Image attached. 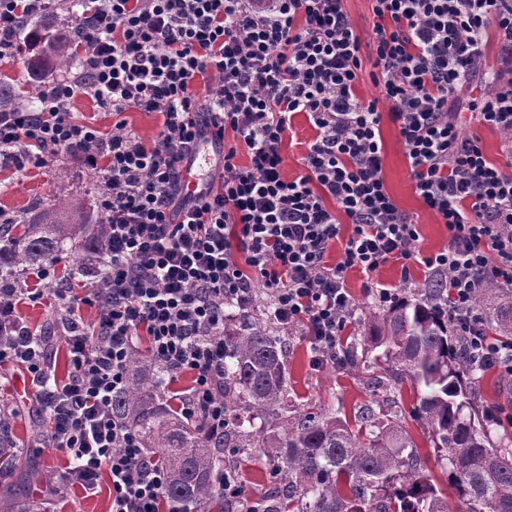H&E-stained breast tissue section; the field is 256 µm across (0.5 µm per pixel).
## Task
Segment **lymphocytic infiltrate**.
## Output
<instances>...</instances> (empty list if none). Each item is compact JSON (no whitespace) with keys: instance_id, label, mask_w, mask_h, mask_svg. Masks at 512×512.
<instances>
[{"instance_id":"f902f5d3","label":"lymphocytic infiltrate","mask_w":512,"mask_h":512,"mask_svg":"<svg viewBox=\"0 0 512 512\" xmlns=\"http://www.w3.org/2000/svg\"><path fill=\"white\" fill-rule=\"evenodd\" d=\"M59 2L0 0V61L14 60L24 28ZM371 2L365 38L343 0H70L81 9L76 73L46 82L37 107H0V171L50 170L65 153L100 176L107 231L90 287L76 294L51 263L36 273L44 289L0 282V366L25 370L49 446L70 458L64 481L92 494L109 476L111 512H159L166 483L158 457L112 411L140 341L169 380L192 374L182 415L223 430L226 309L251 308L256 286L274 321L303 327L320 365L338 354L354 313L347 271L414 258L447 274L448 317L467 358L512 371V342L488 343L473 303L484 284L512 288V176L479 137L461 134L467 121L499 130L512 158V0ZM365 75L379 96H359ZM80 95L112 114L110 130L75 115ZM131 109L162 115L154 138L128 126ZM298 114L315 136L290 179L282 143ZM385 118L417 196L448 226L445 250L413 248L418 226L382 177ZM204 140L218 148L217 173L191 196L185 174ZM339 240L343 259L328 264ZM45 297L60 312L63 382L44 333L17 314L21 300Z\"/></svg>"}]
</instances>
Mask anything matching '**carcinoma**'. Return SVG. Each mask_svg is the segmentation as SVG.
Returning <instances> with one entry per match:
<instances>
[{
	"instance_id": "cac0c4a2",
	"label": "carcinoma",
	"mask_w": 512,
	"mask_h": 512,
	"mask_svg": "<svg viewBox=\"0 0 512 512\" xmlns=\"http://www.w3.org/2000/svg\"><path fill=\"white\" fill-rule=\"evenodd\" d=\"M74 41L47 27L27 35L33 75L68 68ZM70 203L60 201L27 223L0 225V278L43 266L68 241L87 235L85 224L62 222ZM485 332L512 338V289L486 285L475 297ZM382 349L387 366L373 382L374 396L410 381L416 389L414 416L427 426L436 457L448 464V486L460 512H512V438L498 435V421L472 406L480 367L467 360L464 340L448 319V277L395 299L368 335L341 354L359 365L358 347ZM288 343L253 310L224 325V431L210 432L167 404L162 372L147 354H135L128 386L114 395V415L163 463L168 482L161 503L167 512H197L222 498L218 477L234 478L232 464L244 455L279 448L269 459L273 484L260 499L241 489L223 512H450L445 491L422 467L413 442L396 415L367 406L353 430L334 408L290 414L285 359ZM260 426L243 429L244 423ZM16 460V446L0 424V460Z\"/></svg>"
}]
</instances>
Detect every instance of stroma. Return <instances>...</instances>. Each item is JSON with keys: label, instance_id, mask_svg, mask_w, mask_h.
<instances>
[{"label": "stroma", "instance_id": "1", "mask_svg": "<svg viewBox=\"0 0 512 512\" xmlns=\"http://www.w3.org/2000/svg\"><path fill=\"white\" fill-rule=\"evenodd\" d=\"M28 51L10 63L0 64V89L8 94L9 102L30 103L40 90V81L29 74ZM383 178L386 187L398 206L419 224L421 237L418 249L430 253L447 248L450 242L448 229L440 224L435 215L426 210L414 192L413 182L405 160V148L394 126L383 123ZM98 176L85 169L69 156H61L58 166L51 171L29 169L23 173L0 172V210L16 220L34 217L41 210L53 207L60 200L76 202L75 210L69 211L70 222L96 223L98 212L95 205ZM431 274L415 262L390 260L374 274L364 275L353 270L346 279V287L355 304V313L343 330L344 336L366 335L371 315L382 314L385 307L376 291L384 285L395 295L423 288ZM20 313L32 328L49 331L56 356L51 369L58 379H65L70 367L64 349L61 329L55 328L56 316L47 304L22 306ZM276 332L288 340L286 371L288 375V403L299 410L307 404L325 408H337L341 418L353 420L359 409L370 404V382L377 372L364 365L357 369L328 363L313 367L311 351L303 336L301 326H277ZM27 377L22 370L5 365L0 367V414L9 418V427L18 441L17 471L0 477V486L10 489L11 499L20 512H109L112 502L111 484L102 480L96 495L88 496L76 487L57 493L59 475L66 465V455L44 442H30L31 429H47L48 422L39 413L32 392L26 386ZM415 401L413 388L401 384L391 390L388 401L382 402L385 412L399 413L417 447V453L434 483L446 487L448 466L433 454L426 427L414 419L411 409ZM29 468L47 475L48 480L29 487H22L19 470Z\"/></svg>", "mask_w": 512, "mask_h": 512}]
</instances>
